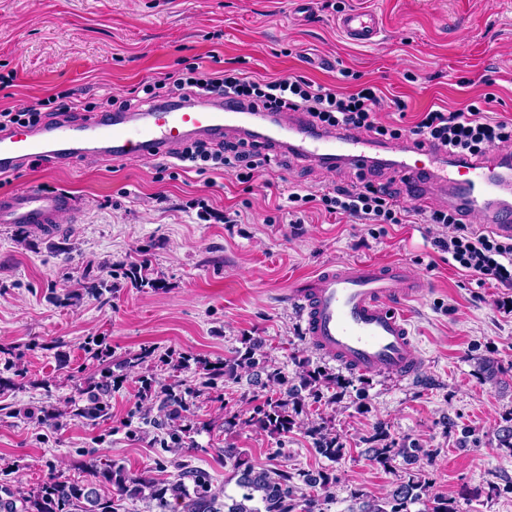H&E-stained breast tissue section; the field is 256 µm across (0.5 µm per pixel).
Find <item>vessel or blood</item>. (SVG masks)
Masks as SVG:
<instances>
[{
    "label": "vessel or blood",
    "instance_id": "obj_1",
    "mask_svg": "<svg viewBox=\"0 0 512 512\" xmlns=\"http://www.w3.org/2000/svg\"><path fill=\"white\" fill-rule=\"evenodd\" d=\"M338 27L353 43L372 42L381 31L379 15L348 9ZM233 133L263 136L274 142L289 138V149L302 159L361 170L372 167L379 151L368 138L342 130L315 131L302 113L290 116L243 112L220 101L156 106L143 112H103L85 120L65 117L37 127L0 131V175L20 164L47 157L64 163L74 158L167 155L191 139H220ZM400 174L425 202L428 190L448 194L452 204L484 216L493 229L512 234V156L444 160L440 151L408 143L400 146ZM66 194L34 189L0 194V224L45 226L73 211ZM424 284L400 263L378 266L358 261L326 267L299 281L288 293L313 349L338 366L362 375L415 377L424 367L411 331L409 298Z\"/></svg>",
    "mask_w": 512,
    "mask_h": 512
}]
</instances>
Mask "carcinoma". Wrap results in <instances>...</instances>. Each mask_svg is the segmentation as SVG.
<instances>
[{"instance_id": "cac0c4a2", "label": "carcinoma", "mask_w": 512, "mask_h": 512, "mask_svg": "<svg viewBox=\"0 0 512 512\" xmlns=\"http://www.w3.org/2000/svg\"><path fill=\"white\" fill-rule=\"evenodd\" d=\"M263 346L262 337L249 338L244 349L213 366L199 388L175 382L157 394L155 380L143 378L142 389L149 399L137 406L139 422L162 432V448L177 454L193 444L187 413L192 399L200 396L201 388H215L226 379L238 378L245 369L258 367L267 381L278 386L277 396L251 406L245 413L225 415L224 429L251 428L273 436L299 430L312 440L319 455L333 463L340 461L346 448L328 422L324 419L305 421L300 416L304 414L306 400L319 399L329 389L343 390L352 379L329 374L305 360L296 362L294 376L290 377L278 368L259 365L258 358L264 357ZM86 349L102 366V379L94 385V391L87 394L77 416L94 424L109 414V397L116 379L108 365L111 353L104 341L90 338ZM373 441L377 446L366 449L368 460L383 469L393 468L400 458L414 461L422 452L420 448H410L389 439L381 424L374 429ZM224 459L232 462L233 477L240 493V499L232 497L224 504L220 502L222 491L215 488L209 473L176 460L178 478L169 482L145 472L132 474L116 463L101 469L95 463L90 464L99 481L112 487L110 498L100 496L97 489L88 484L56 475L48 477L36 492L18 499L6 488V497L0 496V512H117L116 503L139 499L155 500L163 510L174 503L182 512H325L324 505L332 498L337 481L333 470L291 474L259 467L251 463L244 451L230 444L224 447ZM299 481L308 491L297 486ZM424 491L421 477L409 472L383 497L361 488L354 489L351 497L358 508L353 512H410V505L421 501ZM422 512H457V508L448 497L434 496L424 503Z\"/></svg>"}]
</instances>
